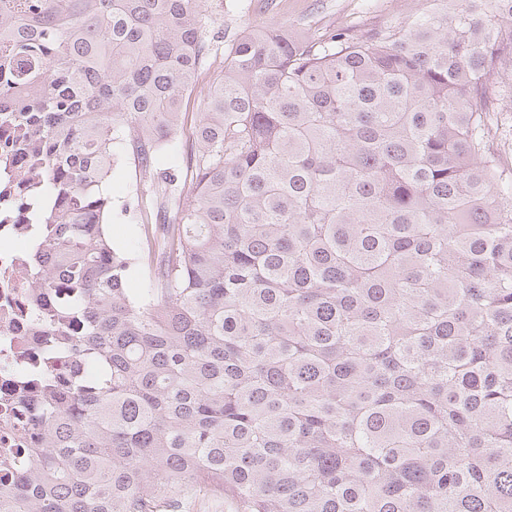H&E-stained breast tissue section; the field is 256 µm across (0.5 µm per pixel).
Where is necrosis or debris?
Returning <instances> with one entry per match:
<instances>
[{"label":"necrosis or debris","instance_id":"4bbe7bcc","mask_svg":"<svg viewBox=\"0 0 512 512\" xmlns=\"http://www.w3.org/2000/svg\"><path fill=\"white\" fill-rule=\"evenodd\" d=\"M23 168V157L14 153L0 169V453L20 438L27 416L16 399L20 388L35 390L28 371L42 361L41 344L22 317L32 278L23 242L34 210Z\"/></svg>","mask_w":512,"mask_h":512}]
</instances>
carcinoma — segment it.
Listing matches in <instances>:
<instances>
[{"label":"carcinoma","mask_w":512,"mask_h":512,"mask_svg":"<svg viewBox=\"0 0 512 512\" xmlns=\"http://www.w3.org/2000/svg\"><path fill=\"white\" fill-rule=\"evenodd\" d=\"M202 0H0V137L43 205L45 363L0 512H512V0H426L316 38L255 26L200 92L186 174L107 183L179 133L215 52ZM63 283L71 298L39 317ZM509 125L507 123L499 130L494 139V149L500 155L506 173L512 180V121ZM148 178L144 177L133 161L123 160L112 172L107 188L112 195L114 209L109 233L115 248L131 257L144 253L140 224H146V212L140 197L147 193ZM138 197L139 203L138 205ZM236 504L222 494H199L183 504V512H236Z\"/></svg>","instance_id":"cac0c4a2"}]
</instances>
